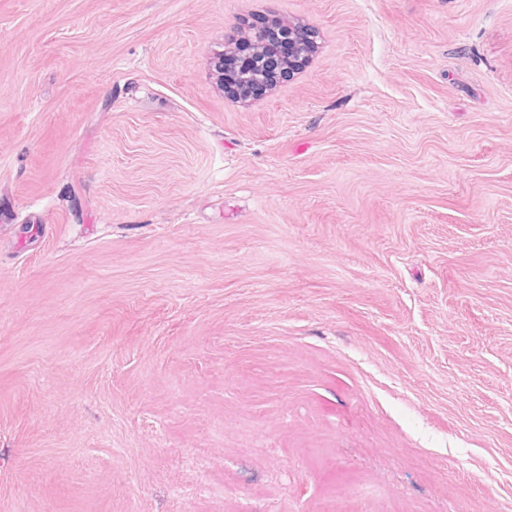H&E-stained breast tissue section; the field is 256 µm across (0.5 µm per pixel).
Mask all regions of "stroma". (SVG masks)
Segmentation results:
<instances>
[{
  "label": "stroma",
  "instance_id": "obj_1",
  "mask_svg": "<svg viewBox=\"0 0 512 512\" xmlns=\"http://www.w3.org/2000/svg\"><path fill=\"white\" fill-rule=\"evenodd\" d=\"M328 492L512 512V0H0V512ZM264 28L269 42L273 44L274 47L278 45L277 41L281 40V37L284 36L286 31H288L289 37L293 38L294 47L298 52L301 51V53H304L306 48L313 46L316 43L313 33L304 27L288 28L287 26L282 25L278 20L266 19L264 21ZM266 35L260 30V28L256 27V29H251L250 38L254 44H256V41L259 39H261L262 44H266ZM301 53H297L296 58L301 56Z\"/></svg>",
  "mask_w": 512,
  "mask_h": 512
}]
</instances>
